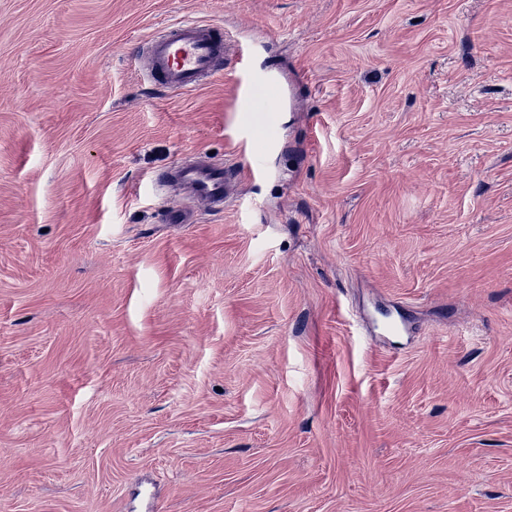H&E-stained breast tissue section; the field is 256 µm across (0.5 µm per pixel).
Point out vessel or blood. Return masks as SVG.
<instances>
[{
    "instance_id": "b4317fda",
    "label": "vessel or blood",
    "mask_w": 512,
    "mask_h": 512,
    "mask_svg": "<svg viewBox=\"0 0 512 512\" xmlns=\"http://www.w3.org/2000/svg\"><path fill=\"white\" fill-rule=\"evenodd\" d=\"M227 51L224 35L205 21H178L158 28L137 55L138 63L156 86L173 92H189L219 75V64ZM240 76L235 86L236 131L248 145L251 162L247 170L219 165L200 158L159 175V185L177 180L192 201L204 210L219 211L231 185L241 176L261 178L264 156L274 141L275 118L271 102L275 84L257 75L251 52L238 51Z\"/></svg>"
}]
</instances>
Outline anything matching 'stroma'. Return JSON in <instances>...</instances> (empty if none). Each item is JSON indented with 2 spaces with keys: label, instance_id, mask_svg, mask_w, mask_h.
<instances>
[{
  "label": "stroma",
  "instance_id": "stroma-1",
  "mask_svg": "<svg viewBox=\"0 0 512 512\" xmlns=\"http://www.w3.org/2000/svg\"><path fill=\"white\" fill-rule=\"evenodd\" d=\"M241 44L265 174L169 222ZM0 512H512V0H0ZM226 51L224 32L216 26L205 21H178L158 28L136 57L156 86L189 92L219 76Z\"/></svg>",
  "mask_w": 512,
  "mask_h": 512
}]
</instances>
